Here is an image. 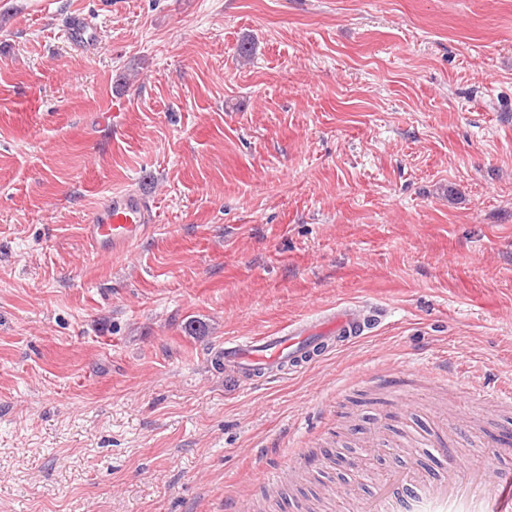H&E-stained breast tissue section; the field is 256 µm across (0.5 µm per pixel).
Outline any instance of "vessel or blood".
Wrapping results in <instances>:
<instances>
[{"label": "vessel or blood", "mask_w": 512, "mask_h": 512, "mask_svg": "<svg viewBox=\"0 0 512 512\" xmlns=\"http://www.w3.org/2000/svg\"><path fill=\"white\" fill-rule=\"evenodd\" d=\"M65 31L77 47L91 45L96 35L91 19L81 15L71 16ZM153 222L146 198L126 189L112 193L105 206L88 214L82 233L93 252L121 256ZM385 317L383 309L364 310L346 303L276 331L225 339L224 374L257 384L300 373L368 338ZM489 445L492 452L480 465L457 452L439 474L417 468L389 472L369 496L357 501L354 512H512V434L495 432Z\"/></svg>", "instance_id": "vessel-or-blood-1"}]
</instances>
